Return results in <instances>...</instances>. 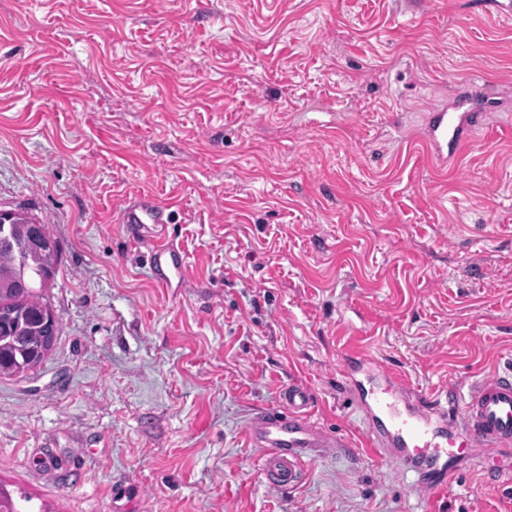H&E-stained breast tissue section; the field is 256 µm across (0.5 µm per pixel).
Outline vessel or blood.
Here are the masks:
<instances>
[{"label":"vessel or blood","mask_w":512,"mask_h":512,"mask_svg":"<svg viewBox=\"0 0 512 512\" xmlns=\"http://www.w3.org/2000/svg\"><path fill=\"white\" fill-rule=\"evenodd\" d=\"M471 126L459 112L431 113L423 134L431 158L442 164L454 159ZM170 216L169 206L140 191L129 194L120 210L127 230H148L154 237L150 265L156 285L181 288L191 261L163 232ZM341 373L367 427V454L398 464L416 489L440 492L453 480L461 456L485 458L512 449V373L475 383L457 410L417 394L401 375L362 350L344 355ZM312 403L310 389L294 383L284 389L278 406L247 422V440L262 451V475L271 489L299 486L311 461L350 448L313 420Z\"/></svg>","instance_id":"vessel-or-blood-1"}]
</instances>
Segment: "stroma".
I'll list each match as a JSON object with an SVG mask.
<instances>
[{"mask_svg": "<svg viewBox=\"0 0 512 512\" xmlns=\"http://www.w3.org/2000/svg\"><path fill=\"white\" fill-rule=\"evenodd\" d=\"M482 76L495 124L434 163L430 113ZM172 203L186 287L118 211ZM47 223L60 320L0 377V490L26 512H512L463 462L437 498L366 453L264 483L245 426L291 380L360 445L340 362L424 396L512 370V17L481 0H0V212ZM55 464L46 469L42 456Z\"/></svg>", "mask_w": 512, "mask_h": 512, "instance_id": "obj_1", "label": "stroma"}]
</instances>
